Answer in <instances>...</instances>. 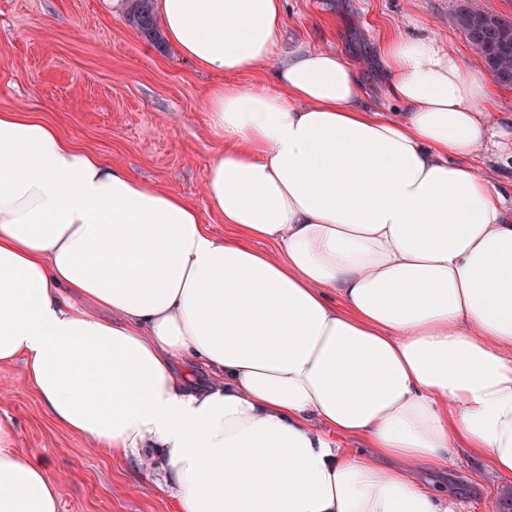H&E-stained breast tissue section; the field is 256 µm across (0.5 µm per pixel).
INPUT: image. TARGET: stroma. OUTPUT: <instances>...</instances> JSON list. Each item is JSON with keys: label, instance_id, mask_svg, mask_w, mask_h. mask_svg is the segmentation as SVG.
Instances as JSON below:
<instances>
[{"label": "stroma", "instance_id": "1", "mask_svg": "<svg viewBox=\"0 0 512 512\" xmlns=\"http://www.w3.org/2000/svg\"><path fill=\"white\" fill-rule=\"evenodd\" d=\"M458 0H283L285 45L338 51L360 68L369 102L387 116L378 45L418 27L477 71L485 66L455 23ZM126 0H0V110L40 115L77 145L191 204L208 230L230 234L211 210L203 175L220 143L205 103L223 75L199 70L168 39L147 40ZM22 456L54 478L59 512H175L153 450L115 457L45 413L17 361L0 365V424ZM428 488L447 490L455 512H506L512 477L464 450L443 471L418 469Z\"/></svg>", "mask_w": 512, "mask_h": 512}]
</instances>
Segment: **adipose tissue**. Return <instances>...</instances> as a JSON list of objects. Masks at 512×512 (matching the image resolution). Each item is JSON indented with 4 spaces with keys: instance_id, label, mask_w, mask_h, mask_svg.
<instances>
[{
    "instance_id": "adipose-tissue-1",
    "label": "adipose tissue",
    "mask_w": 512,
    "mask_h": 512,
    "mask_svg": "<svg viewBox=\"0 0 512 512\" xmlns=\"http://www.w3.org/2000/svg\"><path fill=\"white\" fill-rule=\"evenodd\" d=\"M157 10L200 70H266L206 100L203 190L235 233L0 111V363L95 447L154 449L176 512H450L410 468L464 448L512 476V207L465 164L512 142L489 80L386 35L392 119L340 53L285 47L282 0ZM14 445L0 424V512H58Z\"/></svg>"
}]
</instances>
